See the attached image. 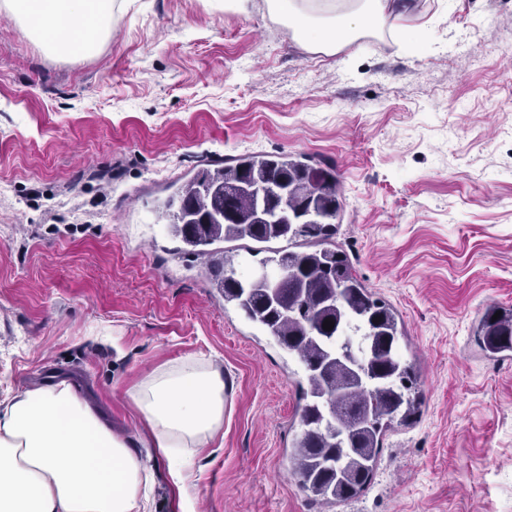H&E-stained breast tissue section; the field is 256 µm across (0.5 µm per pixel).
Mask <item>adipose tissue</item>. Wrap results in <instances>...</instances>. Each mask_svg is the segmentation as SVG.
<instances>
[{
  "label": "adipose tissue",
  "instance_id": "obj_1",
  "mask_svg": "<svg viewBox=\"0 0 512 512\" xmlns=\"http://www.w3.org/2000/svg\"><path fill=\"white\" fill-rule=\"evenodd\" d=\"M121 0H0L52 55L91 53L108 36ZM311 49L335 54L366 32L398 29L408 0H266ZM145 427L113 429L62 379L0 402V512H151L154 472L135 443L156 455L201 453L224 431L226 381L212 363L186 358L144 375L128 393Z\"/></svg>",
  "mask_w": 512,
  "mask_h": 512
}]
</instances>
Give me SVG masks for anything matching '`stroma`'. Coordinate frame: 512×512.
<instances>
[{"label": "stroma", "mask_w": 512, "mask_h": 512, "mask_svg": "<svg viewBox=\"0 0 512 512\" xmlns=\"http://www.w3.org/2000/svg\"><path fill=\"white\" fill-rule=\"evenodd\" d=\"M404 26L322 62L264 0H124L94 54L55 58L0 10V401L66 379L133 435L128 391L192 356L233 386L183 467L196 512H512V352L476 336L512 309V0H412ZM280 151L335 166L336 244L400 316L422 399L332 505L288 463L297 357L156 221L198 168Z\"/></svg>", "instance_id": "obj_1"}]
</instances>
